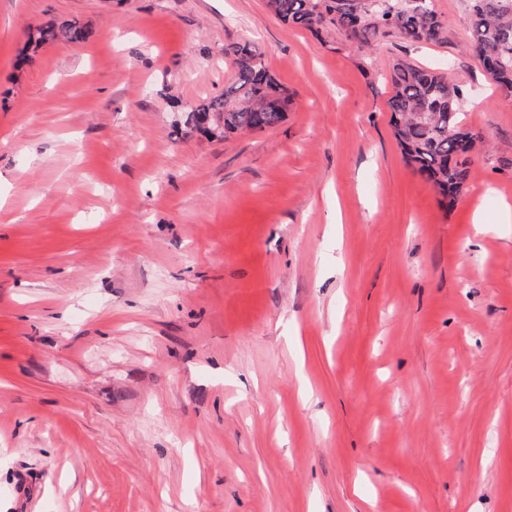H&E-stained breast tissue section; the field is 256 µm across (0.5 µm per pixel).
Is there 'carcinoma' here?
I'll list each match as a JSON object with an SVG mask.
<instances>
[{
	"label": "carcinoma",
	"instance_id": "cac0c4a2",
	"mask_svg": "<svg viewBox=\"0 0 512 512\" xmlns=\"http://www.w3.org/2000/svg\"><path fill=\"white\" fill-rule=\"evenodd\" d=\"M469 45L482 68L502 65L495 83L512 96V0H471ZM267 8L284 24L315 36L331 28L360 41L396 33L413 43L442 44L448 25L434 0H267ZM89 30L77 22L48 21L30 33L27 48L64 39L82 43ZM233 77L219 96L186 111L178 126L182 137L197 132L223 140L233 133H255L276 127L287 112L289 96L270 74L262 54L250 43L224 48ZM392 95L387 101L393 135L404 161L428 177L448 202L469 178V154L481 140L464 124L460 103L464 91L449 74L397 58L390 70Z\"/></svg>",
	"mask_w": 512,
	"mask_h": 512
}]
</instances>
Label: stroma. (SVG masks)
<instances>
[{
	"label": "stroma",
	"instance_id": "stroma-1",
	"mask_svg": "<svg viewBox=\"0 0 512 512\" xmlns=\"http://www.w3.org/2000/svg\"><path fill=\"white\" fill-rule=\"evenodd\" d=\"M266 0H0V512H512V96L467 46ZM89 25L19 60L52 20ZM248 41L277 127L181 137ZM450 72L452 206L386 101Z\"/></svg>",
	"mask_w": 512,
	"mask_h": 512
}]
</instances>
